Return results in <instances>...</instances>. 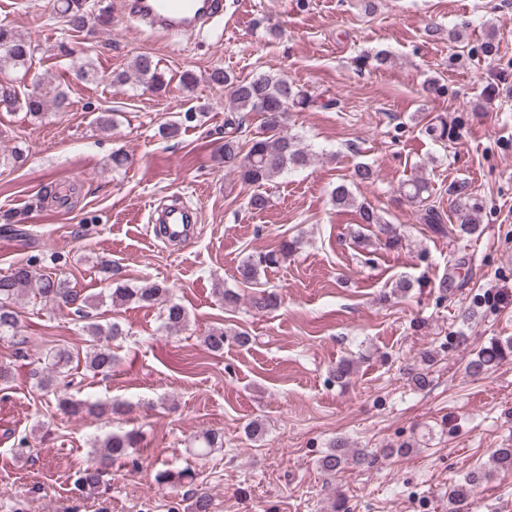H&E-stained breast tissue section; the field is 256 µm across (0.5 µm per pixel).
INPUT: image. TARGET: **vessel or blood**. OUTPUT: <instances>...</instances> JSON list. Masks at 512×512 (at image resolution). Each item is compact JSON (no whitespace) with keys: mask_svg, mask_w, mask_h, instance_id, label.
<instances>
[{"mask_svg":"<svg viewBox=\"0 0 512 512\" xmlns=\"http://www.w3.org/2000/svg\"><path fill=\"white\" fill-rule=\"evenodd\" d=\"M122 14L130 27H148L178 40H189L223 17L224 0H123ZM192 220V215L177 206L170 207L160 217L169 237L179 242L190 236Z\"/></svg>","mask_w":512,"mask_h":512,"instance_id":"1","label":"vessel or blood"}]
</instances>
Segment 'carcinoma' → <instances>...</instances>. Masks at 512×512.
Returning a JSON list of instances; mask_svg holds the SVG:
<instances>
[{
  "label": "carcinoma",
  "mask_w": 512,
  "mask_h": 512,
  "mask_svg": "<svg viewBox=\"0 0 512 512\" xmlns=\"http://www.w3.org/2000/svg\"><path fill=\"white\" fill-rule=\"evenodd\" d=\"M53 7L68 30L79 33L85 23L95 15L96 3L92 0H54ZM37 45L30 39L18 34L13 28L0 24V72L5 70H29ZM213 84L227 89L231 108L224 119V168L237 174L239 179L252 187L247 206L254 212L268 207L269 196L265 185L272 179L291 169L307 166L312 158L310 150L303 145L301 137L291 132L287 126L288 111L292 108L303 109L314 99L302 87L294 82L270 75L258 76L250 80L238 79L234 74L217 67L209 74ZM111 81L120 85L131 83L142 90L160 91L164 86V73L159 62L149 54H141L133 60L131 71L123 70L111 76ZM69 106L67 93L56 86L49 90L33 89L18 92L16 85L0 83V108L8 112L23 111L32 118L40 119L54 108L62 111ZM205 107H191L179 116V119L164 126L162 134L167 139H175L187 124L197 121ZM260 115L259 130L246 142H241L245 122L249 114ZM374 170L366 165H357L351 173V183L341 182L330 193L332 202L339 207L357 206L361 223L374 224L384 238V245L395 247L402 238L395 225L388 223L371 207L356 204V198L350 184L370 182L374 179ZM406 195L412 200L423 201L432 195L428 182L415 178L406 184ZM458 231L475 232L482 223V208L477 202H460L454 209ZM420 219L425 224L435 225V231L446 235L448 227L442 224V216L435 205L426 204ZM296 242L283 241L278 247L248 255L238 267L239 275L245 282H258L260 273L279 264L295 250ZM113 287L109 298L114 306L137 303L143 306L162 305L161 319L167 331H178L189 323V312L179 303L169 299L170 288L156 280H143L139 285H129L115 279L119 270L110 269ZM35 301L43 305H52L74 309V315L83 322L82 332L87 336L85 352L72 353L67 349H58L46 353L37 359L38 367L33 371L38 386L52 394L58 408L65 414L76 417L83 414L101 417L105 413H127L130 404L118 403L109 407L89 398H76L56 387L60 375L70 371L74 360H83L85 367L96 375H111L116 358L112 354V342L125 335V330L116 323L102 324L94 318L92 310L97 308L90 296H83L70 287L69 281L56 274H44L31 264H18L6 275L0 276V336H15L19 331L18 304L21 301ZM280 304L277 292L258 289L248 298V307L261 313L275 309ZM252 336L245 330H227L220 326L212 328L204 343L214 353L224 352V345L235 343L240 346L250 344ZM512 351V342L502 346L494 344L481 350L468 364V371L478 375L499 362ZM197 445L196 455L205 456L211 449L218 447L221 437L209 430L194 438ZM139 447V433L132 429L112 432L93 441L92 461L76 474L75 487L82 491H92L105 483L112 465L128 459L130 450ZM364 453L348 447L347 442L338 440L330 446L319 460L320 469L333 475L342 470L349 462L359 463ZM156 480L164 484L191 483L194 473L188 469L161 470Z\"/></svg>",
  "instance_id": "obj_1"
}]
</instances>
